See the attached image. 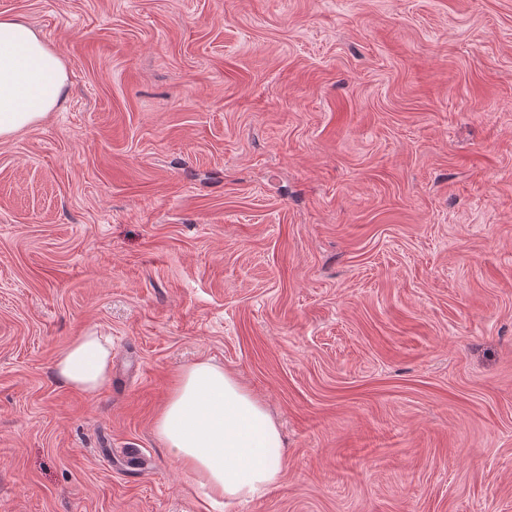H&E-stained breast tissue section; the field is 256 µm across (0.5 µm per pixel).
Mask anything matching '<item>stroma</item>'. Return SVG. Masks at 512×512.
I'll return each instance as SVG.
<instances>
[{"instance_id":"stroma-1","label":"stroma","mask_w":512,"mask_h":512,"mask_svg":"<svg viewBox=\"0 0 512 512\" xmlns=\"http://www.w3.org/2000/svg\"><path fill=\"white\" fill-rule=\"evenodd\" d=\"M68 72L0 140V512H512V0H0ZM97 330L95 392L54 361ZM207 360L287 470L153 421ZM155 433L215 498L260 496L286 471L275 420L232 373L208 361L181 373L156 418Z\"/></svg>"}]
</instances>
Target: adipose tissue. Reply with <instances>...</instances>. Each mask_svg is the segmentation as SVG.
<instances>
[{"mask_svg":"<svg viewBox=\"0 0 512 512\" xmlns=\"http://www.w3.org/2000/svg\"><path fill=\"white\" fill-rule=\"evenodd\" d=\"M65 66L26 22L0 17V137L29 127L66 95ZM112 348L96 332L77 337L57 357L67 385L92 392L107 380ZM155 433L212 495L259 496L286 471L279 428L261 401L230 372L200 361L186 368L155 421Z\"/></svg>","mask_w":512,"mask_h":512,"instance_id":"adipose-tissue-1","label":"adipose tissue"}]
</instances>
